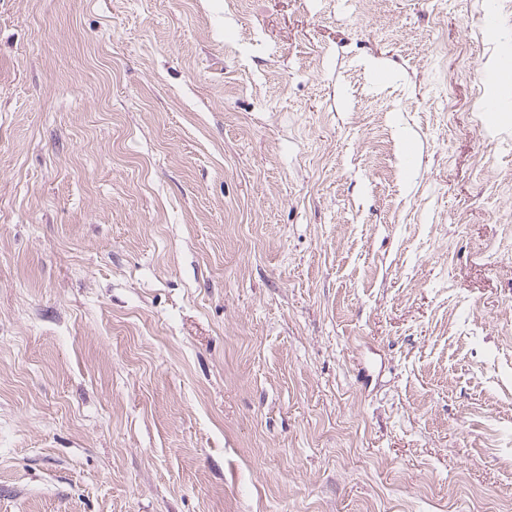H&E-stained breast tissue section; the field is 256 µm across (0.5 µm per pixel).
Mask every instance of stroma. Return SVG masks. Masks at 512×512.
Masks as SVG:
<instances>
[{
	"label": "stroma",
	"instance_id": "1",
	"mask_svg": "<svg viewBox=\"0 0 512 512\" xmlns=\"http://www.w3.org/2000/svg\"><path fill=\"white\" fill-rule=\"evenodd\" d=\"M511 40L0 0V512H512Z\"/></svg>",
	"mask_w": 512,
	"mask_h": 512
}]
</instances>
